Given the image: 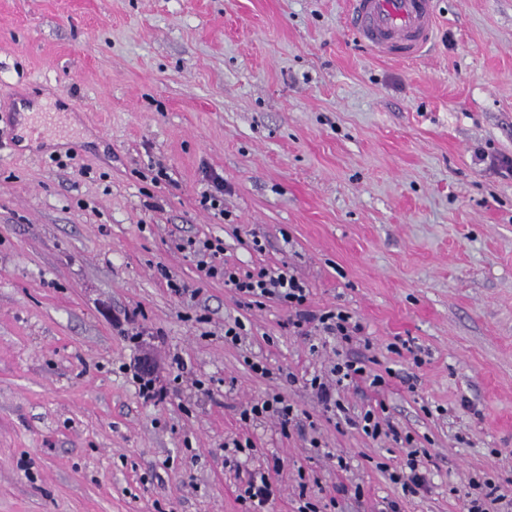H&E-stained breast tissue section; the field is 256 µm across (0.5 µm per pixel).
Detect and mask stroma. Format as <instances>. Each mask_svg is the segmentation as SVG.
I'll use <instances>...</instances> for the list:
<instances>
[{"instance_id": "obj_1", "label": "stroma", "mask_w": 512, "mask_h": 512, "mask_svg": "<svg viewBox=\"0 0 512 512\" xmlns=\"http://www.w3.org/2000/svg\"><path fill=\"white\" fill-rule=\"evenodd\" d=\"M349 0H0V512H243L224 442L250 436L283 469L270 512H295L297 471L335 512H463L455 488L512 474V0H437L429 51L390 60L347 26ZM53 117L24 141L19 104ZM167 178L156 181L157 166ZM229 185L201 203L203 170ZM219 237L241 270L289 266L313 306L361 321L384 402L428 449L430 492L403 496L380 464L405 446L336 429L300 377L331 352L281 331L287 311L238 306L178 238ZM259 238L263 251L251 247ZM175 278L195 298L170 294ZM138 310L188 377L144 402L113 326ZM241 319V345L224 322ZM410 350L391 348L395 339ZM272 391L307 411L323 446L248 428Z\"/></svg>"}]
</instances>
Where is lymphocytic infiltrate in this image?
Returning a JSON list of instances; mask_svg holds the SVG:
<instances>
[{
    "label": "lymphocytic infiltrate",
    "instance_id": "lymphocytic-infiltrate-1",
    "mask_svg": "<svg viewBox=\"0 0 512 512\" xmlns=\"http://www.w3.org/2000/svg\"><path fill=\"white\" fill-rule=\"evenodd\" d=\"M177 247L198 257V267L205 278L223 279L225 285L233 288L240 306L260 307L265 301H277L288 311L287 318L281 323L283 330L292 336L319 337L321 345L331 347L335 359L325 371L302 380L297 379L295 374H287L288 384L303 382L324 411L360 430L368 439H389L408 444L410 450L404 465L393 468L389 479L399 485L406 496L429 491L427 451L411 448V436L402 434L386 417L384 404L367 406L354 414L341 399L342 392L352 386H365L377 391L387 384L386 378L371 368L368 356L353 351L354 345L361 343L364 333L362 323L353 314L341 307L313 309L307 282L289 268H261L244 272L226 264L222 258L224 247L220 239L183 238ZM238 415L241 422L251 426L274 422L285 435L310 420L309 413L299 410L277 392L241 405ZM281 467L280 458L275 456L268 461L266 468L248 472L238 495L245 512H267L278 493L272 475L279 472ZM461 494L466 512H490L491 507L496 505L512 508V477L498 481L472 478Z\"/></svg>",
    "mask_w": 512,
    "mask_h": 512
}]
</instances>
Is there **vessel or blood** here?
I'll use <instances>...</instances> for the list:
<instances>
[{
  "label": "vessel or blood",
  "mask_w": 512,
  "mask_h": 512,
  "mask_svg": "<svg viewBox=\"0 0 512 512\" xmlns=\"http://www.w3.org/2000/svg\"><path fill=\"white\" fill-rule=\"evenodd\" d=\"M348 21L358 40L375 53L413 60L433 38L435 0H350Z\"/></svg>",
  "instance_id": "vessel-or-blood-1"
}]
</instances>
